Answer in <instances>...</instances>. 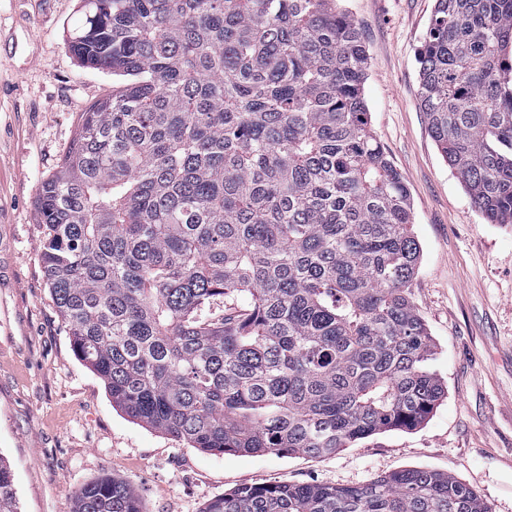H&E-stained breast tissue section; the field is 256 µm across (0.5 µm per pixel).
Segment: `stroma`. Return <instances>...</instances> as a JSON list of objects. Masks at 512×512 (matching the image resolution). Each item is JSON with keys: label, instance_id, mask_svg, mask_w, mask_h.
<instances>
[{"label": "stroma", "instance_id": "stroma-1", "mask_svg": "<svg viewBox=\"0 0 512 512\" xmlns=\"http://www.w3.org/2000/svg\"><path fill=\"white\" fill-rule=\"evenodd\" d=\"M435 0H341L370 55L364 98L376 139L410 191L421 245L410 300L448 393L417 429L310 458L209 454L132 422L76 357L52 301L35 200L62 165L109 72L69 46L81 0H0V457L21 512H72L109 475L144 512L271 482L357 486L427 467L457 477L491 512H512V224H490L432 140L418 103V51Z\"/></svg>", "mask_w": 512, "mask_h": 512}]
</instances>
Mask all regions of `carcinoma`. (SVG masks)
<instances>
[{"mask_svg": "<svg viewBox=\"0 0 512 512\" xmlns=\"http://www.w3.org/2000/svg\"><path fill=\"white\" fill-rule=\"evenodd\" d=\"M78 60L117 78L37 196L81 362L132 420L203 452L320 457L447 394L410 301L408 188L370 127L337 0H81ZM420 108L490 224H512V0H436ZM0 512H20L0 457ZM73 512H143L105 475ZM202 512H490L449 473L269 483Z\"/></svg>", "mask_w": 512, "mask_h": 512, "instance_id": "obj_1", "label": "carcinoma"}]
</instances>
